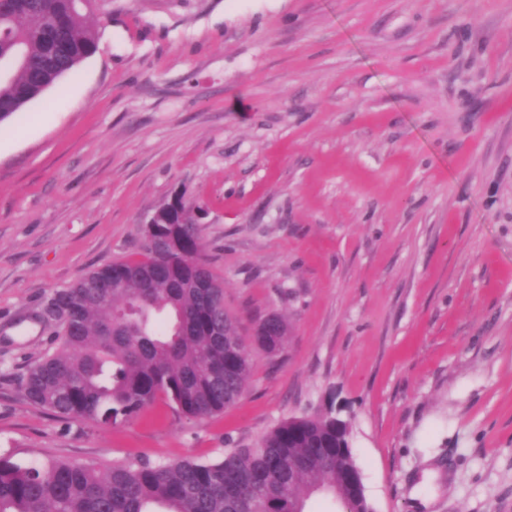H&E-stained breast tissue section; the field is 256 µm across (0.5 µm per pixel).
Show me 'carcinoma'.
<instances>
[{
    "mask_svg": "<svg viewBox=\"0 0 512 512\" xmlns=\"http://www.w3.org/2000/svg\"><path fill=\"white\" fill-rule=\"evenodd\" d=\"M99 9V0L84 8L76 0H0V57L21 56L11 79L0 82V123L96 51L89 17ZM52 23L58 51L41 37ZM179 219L182 249H202L197 209L183 202ZM181 262L144 242L137 255L85 273L82 287L54 290L47 304L72 309L74 319L20 376L25 399L62 418L103 424L159 398L187 419L234 405L250 372L249 345L279 356L288 324L277 315L268 341L246 343L224 310L222 282L207 271L216 288L203 296ZM211 321L226 322L229 335H210ZM226 348L235 352L229 378ZM358 471L349 423L331 408L288 418L253 446L211 461L101 467L0 458V512H291L315 485L338 491L351 512H371Z\"/></svg>",
    "mask_w": 512,
    "mask_h": 512,
    "instance_id": "cac0c4a2",
    "label": "carcinoma"
}]
</instances>
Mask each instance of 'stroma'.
I'll return each mask as SVG.
<instances>
[{
	"mask_svg": "<svg viewBox=\"0 0 512 512\" xmlns=\"http://www.w3.org/2000/svg\"><path fill=\"white\" fill-rule=\"evenodd\" d=\"M0 123V457L211 460L335 408L375 512H512V0H105ZM250 337L240 399L117 424L30 405L49 295L176 190ZM274 315V323L272 325L273 336L267 335L262 331H258L259 336H268V343L264 340H259L257 336L252 335L251 344L263 350L269 357L279 356L285 349L288 341V324L278 314L270 313L258 320L253 331L257 332L258 328L270 316Z\"/></svg>",
	"mask_w": 512,
	"mask_h": 512,
	"instance_id": "35a3bbf8",
	"label": "stroma"
}]
</instances>
